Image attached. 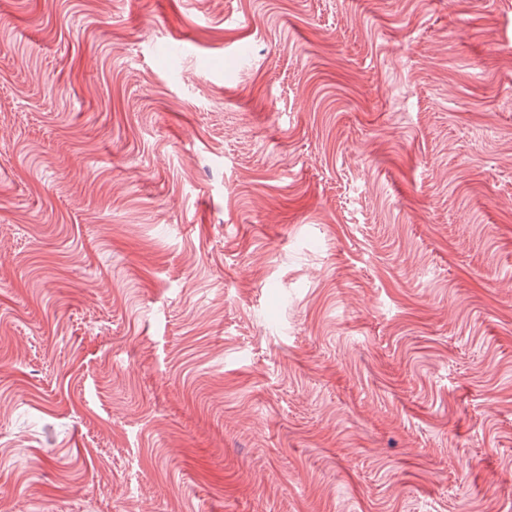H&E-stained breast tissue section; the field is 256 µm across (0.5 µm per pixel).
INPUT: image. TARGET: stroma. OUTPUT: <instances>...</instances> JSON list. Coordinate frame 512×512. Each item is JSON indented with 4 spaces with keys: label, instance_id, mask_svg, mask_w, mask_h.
Masks as SVG:
<instances>
[{
    "label": "stroma",
    "instance_id": "1",
    "mask_svg": "<svg viewBox=\"0 0 512 512\" xmlns=\"http://www.w3.org/2000/svg\"><path fill=\"white\" fill-rule=\"evenodd\" d=\"M0 512H512V0H0Z\"/></svg>",
    "mask_w": 512,
    "mask_h": 512
}]
</instances>
